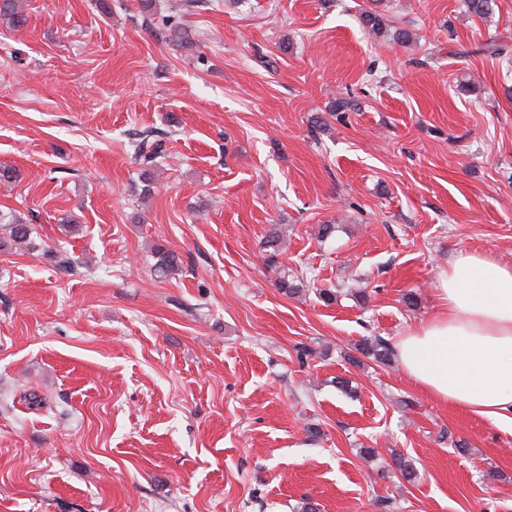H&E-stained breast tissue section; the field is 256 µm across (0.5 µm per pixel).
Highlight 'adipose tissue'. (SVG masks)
<instances>
[{
    "label": "adipose tissue",
    "mask_w": 512,
    "mask_h": 512,
    "mask_svg": "<svg viewBox=\"0 0 512 512\" xmlns=\"http://www.w3.org/2000/svg\"><path fill=\"white\" fill-rule=\"evenodd\" d=\"M436 295L437 314L396 342L401 371L444 406L512 424V266L458 254Z\"/></svg>",
    "instance_id": "adipose-tissue-1"
}]
</instances>
